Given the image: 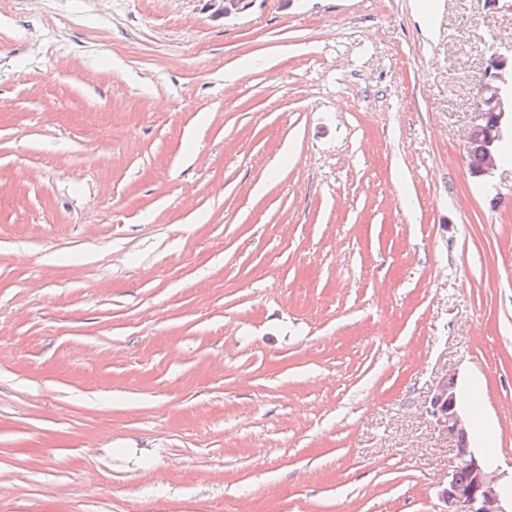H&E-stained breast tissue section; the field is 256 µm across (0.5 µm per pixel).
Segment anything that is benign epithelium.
I'll list each match as a JSON object with an SVG mask.
<instances>
[{
    "mask_svg": "<svg viewBox=\"0 0 512 512\" xmlns=\"http://www.w3.org/2000/svg\"><path fill=\"white\" fill-rule=\"evenodd\" d=\"M255 0H209L214 16L231 20L248 11ZM512 55L495 53L485 70V81L478 92L475 121L483 118L482 109L494 115V124L487 130L484 159L480 167L471 170L481 177L494 169L496 145L503 130L512 126ZM428 413L438 427L456 440L458 465L447 476L440 497L445 505L441 512H512L498 491L499 476L469 445L468 421L457 405L456 382L445 376L434 387ZM465 478H460V474Z\"/></svg>",
    "mask_w": 512,
    "mask_h": 512,
    "instance_id": "obj_1",
    "label": "benign epithelium"
}]
</instances>
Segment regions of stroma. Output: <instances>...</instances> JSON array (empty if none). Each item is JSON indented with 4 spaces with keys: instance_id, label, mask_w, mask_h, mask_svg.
<instances>
[{
    "instance_id": "1",
    "label": "stroma",
    "mask_w": 512,
    "mask_h": 512,
    "mask_svg": "<svg viewBox=\"0 0 512 512\" xmlns=\"http://www.w3.org/2000/svg\"><path fill=\"white\" fill-rule=\"evenodd\" d=\"M0 512H441L512 482L485 0H0ZM209 7L215 17L231 20L248 11L255 0H209ZM454 377L445 375L434 387L427 412L438 427L456 440L458 465L447 476L440 497L441 512H512L498 491L499 476L469 445L468 421L457 405ZM461 471L462 473L460 478Z\"/></svg>"
}]
</instances>
